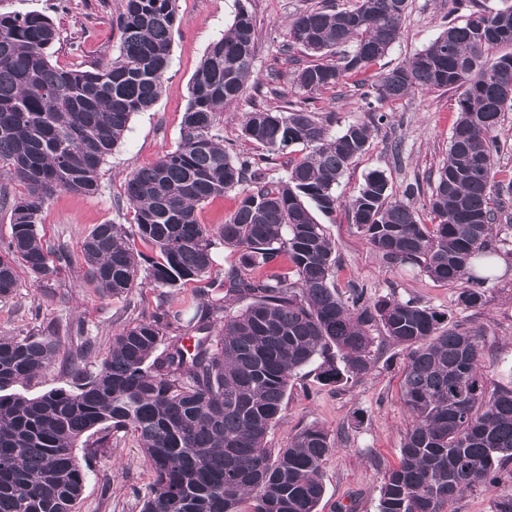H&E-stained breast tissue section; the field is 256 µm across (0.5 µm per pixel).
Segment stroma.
Returning a JSON list of instances; mask_svg holds the SVG:
<instances>
[{
	"mask_svg": "<svg viewBox=\"0 0 512 512\" xmlns=\"http://www.w3.org/2000/svg\"><path fill=\"white\" fill-rule=\"evenodd\" d=\"M305 5V0H176L171 61L161 96L150 109L131 117L124 139L102 166L97 193L60 192L46 205L39 229L51 245L63 246L67 256L57 259L58 273L48 281H36L26 268H18L14 293L0 298V336L82 330L93 343L85 361L87 371L93 372L108 353L114 333L155 310L157 292L148 287L133 288L119 298L100 295L84 283L74 257L95 225L129 223L127 209L116 206L126 177L178 144L196 69L209 44L230 27L239 7H246L256 21L254 71L260 82L276 87L278 96L301 99L294 84L297 65L281 46L289 21ZM33 11L50 17L61 31L52 49L54 65L87 68L117 55L120 0H0V13ZM470 11L468 0H412L403 35L384 58V66L408 62L445 25L463 22ZM358 82V77H350L310 99L311 110L335 113L333 132L366 120L369 109ZM278 96L268 97V105H276ZM254 98V91H247L224 111V142L241 155L259 152L241 132L243 115ZM456 109L454 92L445 90L415 91L381 104L379 110L386 115L383 124L340 180L341 207L318 214L317 219L336 248L339 289L354 285L371 297L392 292L412 297L445 314L448 321L479 330L485 338L482 364L489 385H512V264L489 280L483 308L464 310L457 304L455 288L432 281L418 269L386 265L349 224L343 208L358 194L366 175L380 170L388 180L390 196L403 197L407 185H419L420 194L409 199L417 210H424L430 185L448 153ZM377 357L369 375L340 385L320 383L314 366L305 367L291 382L283 417L268 434L269 448L277 449L286 447L303 426L316 425L328 432L333 449L320 472L325 494L319 512H377L383 476L398 462L410 424L400 399L405 352L385 341ZM87 453L89 468L78 512H141L152 474L133 435L113 431L103 438L91 437ZM507 496H512V463L495 487L464 491L452 509L492 512L495 500Z\"/></svg>",
	"mask_w": 512,
	"mask_h": 512,
	"instance_id": "stroma-1",
	"label": "stroma"
}]
</instances>
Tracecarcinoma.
<instances>
[{"label":"carcinoma","mask_w":512,"mask_h":512,"mask_svg":"<svg viewBox=\"0 0 512 512\" xmlns=\"http://www.w3.org/2000/svg\"><path fill=\"white\" fill-rule=\"evenodd\" d=\"M409 2L352 0L297 14L288 52L317 57L295 71L298 90L310 96L377 64L400 39ZM176 19V0H122L117 56L63 69L50 60L60 41L53 20L0 13V210L11 228L1 299L17 287L19 265L39 281L57 275L41 214L58 192L98 191L131 116L162 93ZM254 44V19L242 8L201 59L176 148L130 173L123 201L132 222L98 224L80 247L86 284L119 297L141 280L158 290L156 310L113 336L94 373L81 341L66 359L71 388L36 396L15 388L53 366L61 336H0V512H76L86 471L75 448L101 430L137 439L153 474L142 512H318L328 433L305 426L275 451L268 433L301 370L318 363L326 385L361 379L375 366L379 334L405 349L401 397L412 426L378 512H448L512 461V385H488L477 332L411 298L336 286L335 246L313 209L336 210L339 179L366 150L372 123L332 134L333 113L304 101L253 106L244 136L269 155L290 154L277 177L263 158L224 147V108L249 85L259 89ZM432 90L457 94L458 117L428 197L431 223L389 199L378 170L347 216L386 264L459 285L458 303L479 310L488 260L512 232L496 225L512 208V177L498 178L496 166L497 132L512 112V7L470 12L411 61L375 72L365 96L382 103ZM296 146L305 153L291 156ZM233 191L237 206L224 223L200 222L202 205ZM219 243L239 253L224 293L170 306L169 289L206 276Z\"/></svg>","instance_id":"carcinoma-1"}]
</instances>
